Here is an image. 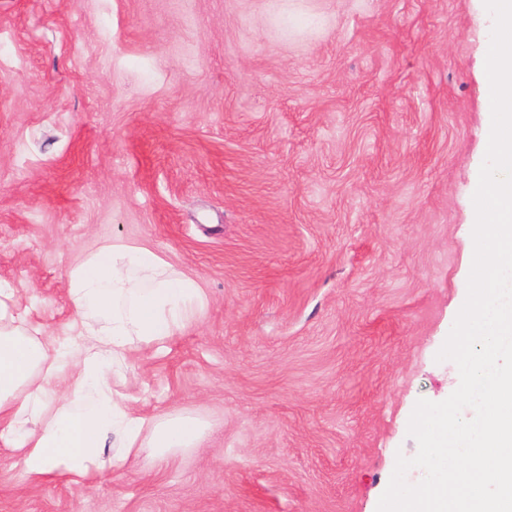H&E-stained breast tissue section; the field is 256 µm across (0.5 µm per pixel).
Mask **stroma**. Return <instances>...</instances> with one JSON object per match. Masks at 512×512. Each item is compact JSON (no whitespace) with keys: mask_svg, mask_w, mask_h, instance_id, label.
<instances>
[{"mask_svg":"<svg viewBox=\"0 0 512 512\" xmlns=\"http://www.w3.org/2000/svg\"><path fill=\"white\" fill-rule=\"evenodd\" d=\"M483 0H0V278L46 333L99 244L195 279L116 381L201 451L81 483L0 453V512H377L467 297Z\"/></svg>","mask_w":512,"mask_h":512,"instance_id":"1","label":"stroma"}]
</instances>
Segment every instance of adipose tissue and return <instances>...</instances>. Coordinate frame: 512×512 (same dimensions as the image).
<instances>
[{
    "mask_svg": "<svg viewBox=\"0 0 512 512\" xmlns=\"http://www.w3.org/2000/svg\"><path fill=\"white\" fill-rule=\"evenodd\" d=\"M67 278L77 317L63 340L34 325L21 288L0 279V445L34 481L101 474L112 440L123 461L200 448L208 423L188 413H137L114 389L134 352L163 353L198 317L206 298L197 281L149 246L120 240L84 255Z\"/></svg>",
    "mask_w": 512,
    "mask_h": 512,
    "instance_id": "1",
    "label": "adipose tissue"
}]
</instances>
